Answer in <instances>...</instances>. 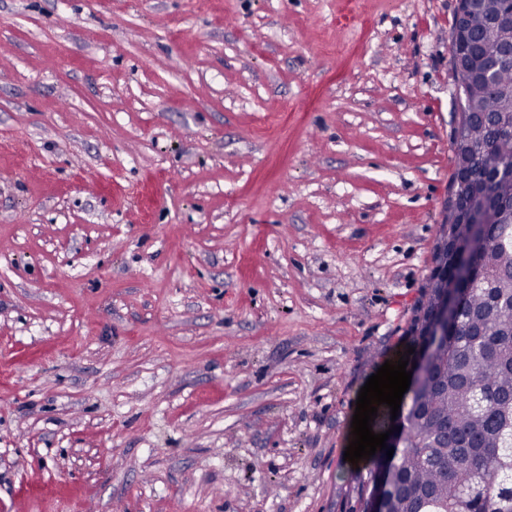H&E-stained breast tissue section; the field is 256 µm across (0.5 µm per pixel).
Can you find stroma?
I'll list each match as a JSON object with an SVG mask.
<instances>
[{
	"instance_id": "stroma-1",
	"label": "stroma",
	"mask_w": 512,
	"mask_h": 512,
	"mask_svg": "<svg viewBox=\"0 0 512 512\" xmlns=\"http://www.w3.org/2000/svg\"><path fill=\"white\" fill-rule=\"evenodd\" d=\"M456 0H0V512H349L412 345Z\"/></svg>"
}]
</instances>
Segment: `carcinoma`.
<instances>
[{"label":"carcinoma","mask_w":512,"mask_h":512,"mask_svg":"<svg viewBox=\"0 0 512 512\" xmlns=\"http://www.w3.org/2000/svg\"><path fill=\"white\" fill-rule=\"evenodd\" d=\"M508 12L512 0H483L467 20L469 40L460 51L494 55L512 45V26L495 22ZM462 104L472 114L471 151L452 179L488 184L501 202L479 256L490 278L480 277L468 291L448 343L414 382L386 512H512V136L498 131L504 101L492 89L474 85ZM447 241L443 226L414 310L411 336L418 347L427 341L424 325L443 277L455 272ZM380 453L352 474L353 512H365Z\"/></svg>","instance_id":"1"}]
</instances>
